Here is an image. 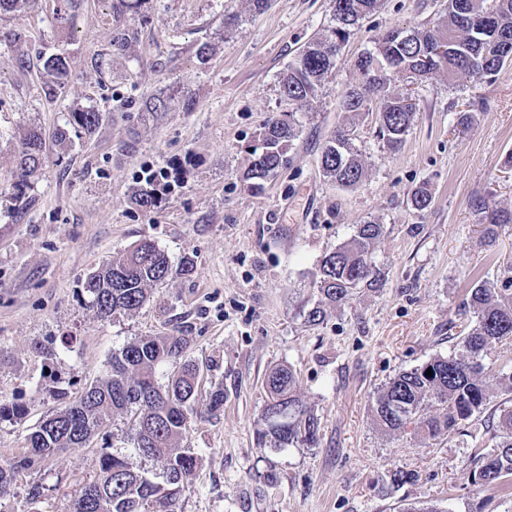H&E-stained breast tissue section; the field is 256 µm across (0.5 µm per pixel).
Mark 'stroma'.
Wrapping results in <instances>:
<instances>
[{"label": "stroma", "instance_id": "stroma-1", "mask_svg": "<svg viewBox=\"0 0 512 512\" xmlns=\"http://www.w3.org/2000/svg\"><path fill=\"white\" fill-rule=\"evenodd\" d=\"M117 0H83L70 19L59 0H30L0 17V402L26 405L18 422H0V459L22 454L25 437L58 402L77 397L110 369L114 350L176 329L204 386H222L224 408L192 419L183 438L199 464L175 512H403L436 504L444 512H512V485L482 487L469 473L473 436L488 439L487 414L468 435L419 442L388 435L371 420V396L399 372L448 354L466 325L465 294L483 279L505 281L512 224L483 241L474 204L512 211V65L475 81L437 72L415 81L388 75L387 94H411L419 107L405 145L390 151L377 114L344 111V92L363 81L357 57L393 29L441 20L443 0H383L337 57L324 86L303 108L288 166L261 194L243 175L260 126L290 105L279 78L303 46L331 23V0H144L129 22L137 38L123 52L109 38ZM208 45L200 64L197 50ZM67 58L70 78L56 88L40 58ZM170 96L168 112L147 98ZM105 119L75 132L67 147L50 137L73 107ZM474 120L457 125L460 113ZM47 135L45 161L14 199L13 147L27 129ZM354 130L367 168L347 190L324 177L321 151L336 129ZM179 166L158 208L131 201L147 168ZM430 208L413 210L418 187ZM383 224L374 256L386 279L320 324L312 277L325 252L357 224ZM152 240L192 274L157 287L132 315L99 318L81 280L117 252ZM55 359H46V352ZM294 369L303 402L321 421L315 448L263 449L256 430L266 403L264 377ZM116 419L88 445L68 448L20 472L0 494V512H67L75 489L96 476L97 449L128 455L137 468L160 462L135 454ZM403 482L392 480L394 472ZM45 488L30 504V485Z\"/></svg>", "mask_w": 512, "mask_h": 512}]
</instances>
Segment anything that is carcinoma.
I'll list each match as a JSON object with an SVG mask.
<instances>
[{"label":"carcinoma","instance_id":"carcinoma-1","mask_svg":"<svg viewBox=\"0 0 512 512\" xmlns=\"http://www.w3.org/2000/svg\"><path fill=\"white\" fill-rule=\"evenodd\" d=\"M380 5L381 0H332L334 25L311 39L282 74L280 89L289 102L301 107L315 95L335 68L342 46ZM135 39L134 29L117 26L110 45L123 51ZM439 39L455 42L459 52L433 59L427 70L418 71L419 55ZM511 56L512 0H445L444 17L437 26L391 30L374 41V47L357 61L364 82L346 92L343 108L363 112L371 101L380 100L378 133L389 149L397 151L405 143L418 108L408 110L400 97L384 94L388 71L420 80L438 71L450 78L466 74L480 80L499 72ZM42 69L58 85L69 74L67 58L62 55L43 58ZM103 120L97 109L79 107L71 112L69 124L91 133ZM300 127L295 111L263 125L244 176L249 191L260 193L265 182L287 164L288 147ZM44 148L45 140L37 130L28 131L20 140L14 155L16 193H23L27 175L43 162ZM320 164L324 176L343 188H354L366 177L350 130H336L323 147ZM132 202L151 211L159 206L160 197L147 184L135 190ZM487 219L484 234L493 240L499 227L512 223V213L494 211ZM383 234L382 224H358L346 243L324 254L312 280L319 301L307 313L309 323H320L324 307L346 305L362 289L381 286L385 273L375 260L373 247ZM192 270L188 261L173 265L154 242L144 239L88 273L82 288L88 307L98 317L115 318L138 311L150 301L154 287ZM464 309L471 319L460 348L404 370L378 388L372 417L385 433L410 429L423 441L437 440L462 433L473 417L488 410L492 389H498L507 398L491 410L496 418V442L478 449L471 471L474 483L492 486L512 479V371L489 376L483 361L495 346L512 341V292L493 281H480L470 289ZM187 348L186 337L164 332L113 351L106 378L89 384L76 400L44 418L26 436L25 455L0 460V492L13 484L20 471L65 448L89 442L114 418L126 416L135 452L161 462V471L149 476L135 469L126 455L103 448L97 456V477L75 490L69 512H172L177 496L192 489L198 463L194 449L179 447L190 420L224 408V389H201V369L185 359ZM167 367L171 371L162 385L158 375ZM428 369L430 376L425 375ZM264 385L268 401L256 433L257 445L317 447L321 422L299 396L292 368H271Z\"/></svg>","mask_w":512,"mask_h":512}]
</instances>
